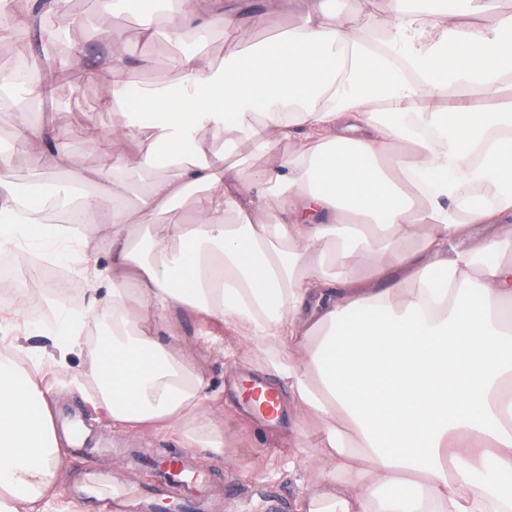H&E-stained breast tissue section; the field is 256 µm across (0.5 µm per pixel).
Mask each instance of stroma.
Wrapping results in <instances>:
<instances>
[{
	"label": "stroma",
	"mask_w": 512,
	"mask_h": 512,
	"mask_svg": "<svg viewBox=\"0 0 512 512\" xmlns=\"http://www.w3.org/2000/svg\"><path fill=\"white\" fill-rule=\"evenodd\" d=\"M236 9L233 22L217 27L205 46L214 64L221 66L225 57L246 48L248 42L259 43L275 37L294 25L298 19L294 0H233ZM92 20L91 29L70 30L69 42L76 55L71 60L79 77L57 86L44 111L47 118L69 113L64 124L65 137L75 165L89 171H106L115 156L133 149L129 140L111 138L113 129L123 126L127 114L123 108L102 110L99 99L104 80L108 78L106 59L121 51L127 60L130 79L168 84L181 77L180 57L176 54L147 55L141 37V12L129 8L121 19L98 13L93 0H76ZM96 125L100 139L90 140L89 125ZM11 285L0 286V337L9 339L5 355L27 362L18 352L20 339L39 344L36 336H28L22 324L25 314L15 313L18 303ZM207 326L195 314L178 317L173 344L175 353L188 359L205 379L217 397L224 421V452L212 455L192 444L182 428H146L123 431L112 424V417L98 398V386L87 374L85 359L71 357L68 363L50 360L27 363L28 373L43 393L56 422L62 423L75 414L84 416L88 426L115 447V454L98 458L97 467L110 474H121L132 480L147 482L148 468L129 469L123 455L127 448H166L179 454H192L218 481L204 512H265L268 500L279 504V512H297L296 504L312 487L314 472L303 463L304 449L295 447L288 419L269 423L246 410L240 393L246 379L261 378L265 356L253 348L240 334H223L221 341L210 342ZM84 458L63 456L62 471L54 497L43 505L44 512H100L96 504L70 496L66 492L85 469Z\"/></svg>",
	"instance_id": "35a3bbf8"
}]
</instances>
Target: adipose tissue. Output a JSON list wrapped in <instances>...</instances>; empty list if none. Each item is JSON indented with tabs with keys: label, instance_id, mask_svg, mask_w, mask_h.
Returning a JSON list of instances; mask_svg holds the SVG:
<instances>
[{
	"label": "adipose tissue",
	"instance_id": "1",
	"mask_svg": "<svg viewBox=\"0 0 512 512\" xmlns=\"http://www.w3.org/2000/svg\"><path fill=\"white\" fill-rule=\"evenodd\" d=\"M465 2L470 21L442 24L433 0H395L378 51L366 27L331 19L329 0H301L298 24L223 67L184 54L173 86H132L113 53L101 108L133 92L152 120L124 127L136 147L105 172L75 169L58 127L18 110L19 138L54 141L42 169L62 180L34 203L0 151V238L32 244L58 200L114 246L87 280L108 290L111 330L86 343L97 303L62 304L54 330L33 327L49 346L27 355L86 354L116 427L185 421L219 452L215 399L163 338L189 310L265 353L293 435L318 442L300 512H512V15ZM231 18L223 0H165L141 35L176 50ZM237 140L264 158L266 192L247 194L214 148ZM87 184L110 206L72 205ZM177 198L189 223L131 241ZM388 277L396 287L377 288ZM61 444L33 379L1 356L0 512H41Z\"/></svg>",
	"mask_w": 512,
	"mask_h": 512
}]
</instances>
